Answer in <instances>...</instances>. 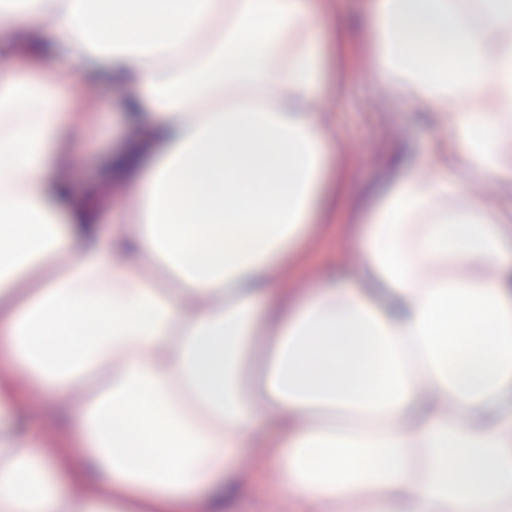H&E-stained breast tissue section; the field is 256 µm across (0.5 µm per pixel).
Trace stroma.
<instances>
[{"label": "stroma", "mask_w": 512, "mask_h": 512, "mask_svg": "<svg viewBox=\"0 0 512 512\" xmlns=\"http://www.w3.org/2000/svg\"><path fill=\"white\" fill-rule=\"evenodd\" d=\"M367 47L362 35H352L339 60L354 72L349 81L330 87L319 99L327 112L336 139L337 161L347 190L331 227L316 228L307 244L312 260H335L354 273L353 241L346 230L359 213L365 197L386 177L393 156L402 149L420 154L437 137L436 126L420 120L411 102L387 97L365 77ZM112 149V113L102 110L91 144L73 158L65 175L76 191H84L102 176L103 163ZM286 502L275 473L263 483H248L227 512H285Z\"/></svg>", "instance_id": "obj_1"}]
</instances>
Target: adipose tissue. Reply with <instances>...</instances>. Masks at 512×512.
<instances>
[{"label": "adipose tissue", "mask_w": 512, "mask_h": 512, "mask_svg": "<svg viewBox=\"0 0 512 512\" xmlns=\"http://www.w3.org/2000/svg\"><path fill=\"white\" fill-rule=\"evenodd\" d=\"M324 8L0 0V512H224L246 448L288 512H512V0H366L369 77L457 150L368 200L352 286L290 288L338 195ZM112 150V110L100 113L91 144L73 158L65 176L77 192H82L102 176L106 155Z\"/></svg>", "instance_id": "1"}]
</instances>
